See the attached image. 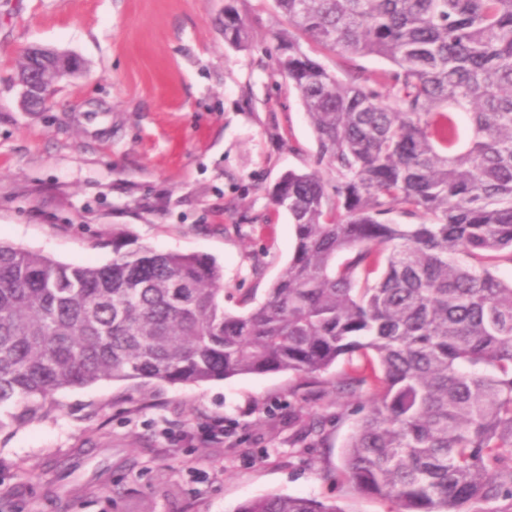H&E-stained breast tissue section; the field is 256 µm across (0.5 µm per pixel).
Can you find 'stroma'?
<instances>
[{
  "instance_id": "35a3bbf8",
  "label": "stroma",
  "mask_w": 512,
  "mask_h": 512,
  "mask_svg": "<svg viewBox=\"0 0 512 512\" xmlns=\"http://www.w3.org/2000/svg\"><path fill=\"white\" fill-rule=\"evenodd\" d=\"M226 1L0 0V242L103 265L117 232L215 260L225 310L265 300L295 243L269 193L283 173L315 169L317 142L276 69L288 25L273 0H230L245 50L224 40ZM35 45L81 70L28 112L15 73ZM345 367L338 358L315 386L269 373L61 390L49 416L0 430V512H235L270 493L396 512L344 476L365 403L326 393ZM311 422L320 432L305 433ZM216 423L217 442L205 436Z\"/></svg>"
}]
</instances>
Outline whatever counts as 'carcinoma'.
<instances>
[{"instance_id":"1","label":"carcinoma","mask_w":512,"mask_h":512,"mask_svg":"<svg viewBox=\"0 0 512 512\" xmlns=\"http://www.w3.org/2000/svg\"><path fill=\"white\" fill-rule=\"evenodd\" d=\"M274 2L277 69L332 178L277 182L296 245L266 300L225 310L223 269L197 255L116 241L106 265H66L0 243V430L102 380L315 383L348 356L326 391L368 395L344 449L355 491L398 512H512V282L496 275L512 264V0ZM303 40L392 68L344 81ZM224 41L250 42L231 4ZM235 512L341 510L267 494Z\"/></svg>"}]
</instances>
